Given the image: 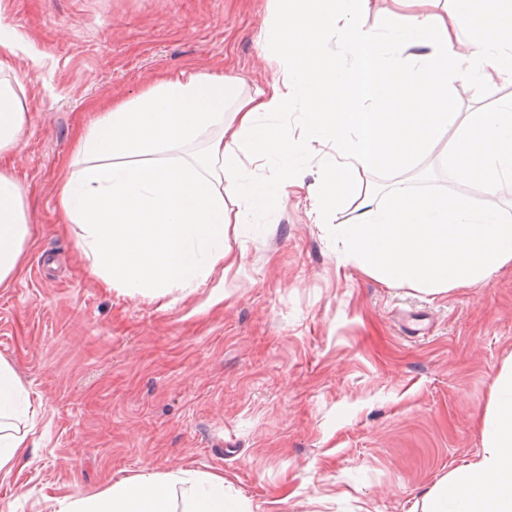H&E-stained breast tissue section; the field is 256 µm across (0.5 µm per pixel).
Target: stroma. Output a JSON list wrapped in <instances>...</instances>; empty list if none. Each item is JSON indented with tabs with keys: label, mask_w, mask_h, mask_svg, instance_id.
I'll use <instances>...</instances> for the list:
<instances>
[{
	"label": "stroma",
	"mask_w": 512,
	"mask_h": 512,
	"mask_svg": "<svg viewBox=\"0 0 512 512\" xmlns=\"http://www.w3.org/2000/svg\"><path fill=\"white\" fill-rule=\"evenodd\" d=\"M271 20L270 0H0L28 100L0 164L33 233L0 287V358L41 435L31 464L0 478V512H56L180 469L223 477L255 512H411L480 449L477 421L512 355V268L431 297L344 261L315 221L330 144H314L271 208L230 206V257L159 299L99 288L74 233L55 227L62 170L92 113L183 72L265 85L278 63L257 35ZM448 95L465 116L512 100V84L452 75ZM426 170L512 211V180L493 195L458 182L439 146L406 171L371 170L331 223L352 222L367 189Z\"/></svg>",
	"instance_id": "35a3bbf8"
}]
</instances>
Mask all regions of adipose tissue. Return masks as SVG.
<instances>
[{"label":"adipose tissue","mask_w":512,"mask_h":512,"mask_svg":"<svg viewBox=\"0 0 512 512\" xmlns=\"http://www.w3.org/2000/svg\"><path fill=\"white\" fill-rule=\"evenodd\" d=\"M391 0L397 19L385 36L363 29L371 0H275L276 19L259 34L279 68L270 82L240 96V77L198 72L165 77L138 97L93 113L60 183L58 211L77 228L87 274L102 288L161 296L204 278L230 254L227 203L254 210L274 205L278 187L245 180L235 148L263 159L304 162L315 142L332 144L319 214L344 206L352 181L380 165L404 170L434 149L454 118L448 73L458 66L466 27L482 30L468 42L469 72L512 82V0ZM343 29L349 62L327 43ZM412 64H396L409 48ZM375 110L361 108L363 100ZM27 104L0 80V156L19 144ZM301 108L303 135L285 138L260 115ZM447 141V140H444ZM458 181L480 180L495 193L512 179V104L473 112L447 141ZM31 237L20 182L0 171V286L20 270ZM11 364L0 358V473L24 467L37 446L38 419L17 425L25 397ZM478 428L481 449L423 495L419 512H512V357L499 369ZM180 500L152 479L133 477L104 494L73 499L58 512H252L223 477L175 475Z\"/></svg>","instance_id":"1"}]
</instances>
